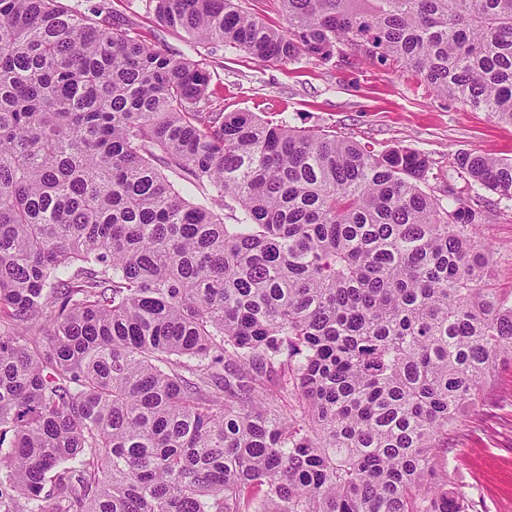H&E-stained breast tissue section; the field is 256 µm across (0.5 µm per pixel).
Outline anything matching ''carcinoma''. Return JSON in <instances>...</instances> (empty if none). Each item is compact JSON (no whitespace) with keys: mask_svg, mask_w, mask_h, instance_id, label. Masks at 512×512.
Segmentation results:
<instances>
[{"mask_svg":"<svg viewBox=\"0 0 512 512\" xmlns=\"http://www.w3.org/2000/svg\"><path fill=\"white\" fill-rule=\"evenodd\" d=\"M261 62L346 46L512 124V0H149ZM198 61L0 0V512H473L434 468L501 362L429 161L211 107ZM512 200V158L460 153ZM233 223H224V215ZM236 3L243 10L261 17L270 26H285V21L276 0H237Z\"/></svg>","mask_w":512,"mask_h":512,"instance_id":"cac0c4a2","label":"carcinoma"}]
</instances>
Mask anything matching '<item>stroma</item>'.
Here are the masks:
<instances>
[{
    "label": "stroma",
    "instance_id": "1",
    "mask_svg": "<svg viewBox=\"0 0 512 512\" xmlns=\"http://www.w3.org/2000/svg\"><path fill=\"white\" fill-rule=\"evenodd\" d=\"M98 21L120 22L142 40L204 64L213 107L256 113L268 122L346 137L382 151L395 146L424 154L430 162L424 189L439 194L446 182L463 200L488 204L480 227L491 283L512 302V200L461 178L453 166L461 152L512 158V125L461 101L437 96L413 70L365 57H333L261 63L246 52L195 46L180 30L161 26L149 0H64ZM438 469L464 487L482 512H512V361L487 378L473 405L448 430V449Z\"/></svg>",
    "mask_w": 512,
    "mask_h": 512
}]
</instances>
